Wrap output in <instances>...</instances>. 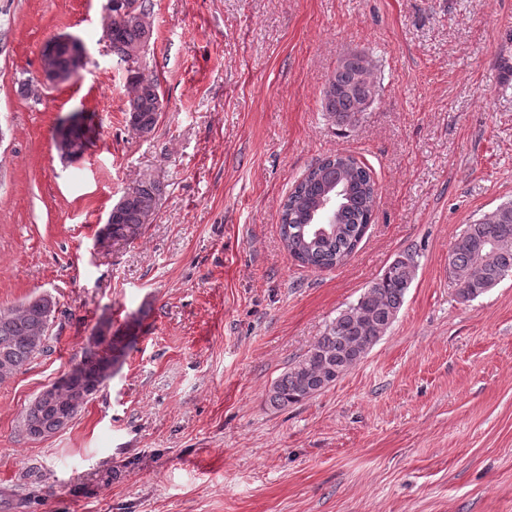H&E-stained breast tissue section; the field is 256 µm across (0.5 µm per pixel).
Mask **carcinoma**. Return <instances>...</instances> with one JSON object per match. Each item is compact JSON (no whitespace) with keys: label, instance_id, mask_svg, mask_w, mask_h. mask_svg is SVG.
Instances as JSON below:
<instances>
[{"label":"carcinoma","instance_id":"cac0c4a2","mask_svg":"<svg viewBox=\"0 0 512 512\" xmlns=\"http://www.w3.org/2000/svg\"><path fill=\"white\" fill-rule=\"evenodd\" d=\"M137 9L136 17L112 22L110 45L123 62L145 50L153 36L151 0H140ZM375 93L368 61L359 54H349L341 59L325 88L323 111L335 124H350L366 110ZM128 112L135 132L155 130L162 112L156 79L138 72ZM338 191L342 202L336 223H313L311 213ZM158 195L159 186L151 180L127 192L123 203L112 210V237L133 235L155 209ZM374 203L375 182L369 168L342 152L329 155L308 168L283 202L281 239L290 256L302 265L330 270L361 242L371 224ZM449 266L465 301L479 297L512 275V201L468 225L452 247ZM417 268L416 252L399 254L355 303L336 316L308 353L273 384L269 403L277 408L298 404L335 383L360 362L393 324ZM50 303L51 299L42 296L18 307L0 309V383L41 352L40 329ZM95 328L106 329L109 348L75 364L76 375L57 392L53 406L30 404L23 417L28 436L37 439L56 432L57 413L78 412L81 405L75 400L80 390L107 379L128 349L130 339L111 334L110 320Z\"/></svg>","mask_w":512,"mask_h":512}]
</instances>
